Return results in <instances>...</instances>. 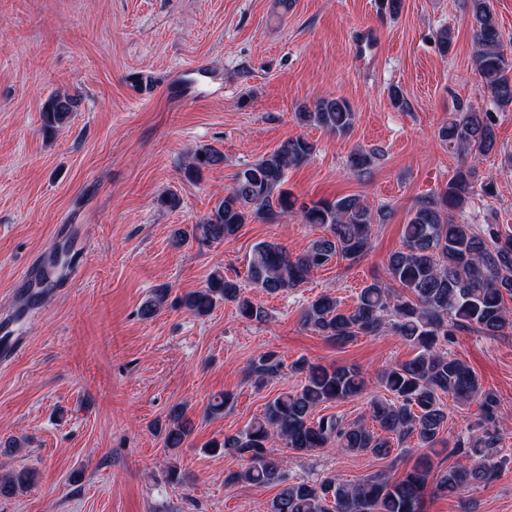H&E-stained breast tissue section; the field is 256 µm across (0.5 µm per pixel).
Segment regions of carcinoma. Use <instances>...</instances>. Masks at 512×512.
Here are the masks:
<instances>
[{
  "label": "carcinoma",
  "instance_id": "obj_1",
  "mask_svg": "<svg viewBox=\"0 0 512 512\" xmlns=\"http://www.w3.org/2000/svg\"><path fill=\"white\" fill-rule=\"evenodd\" d=\"M468 14L481 89L497 108L512 109V57L503 48L490 0H469ZM435 40L441 53L448 54L454 42L452 28H439ZM78 107V99L71 94L47 98L41 109L43 133L51 134L68 124ZM297 118L340 135L353 127L355 111L347 99L329 94L302 106ZM437 134L446 146L475 159L491 153L497 144L492 113L472 108L457 110ZM314 151V143L307 138H288L261 159L242 166L224 197L191 231L173 232L172 245L180 247L193 239L202 244L222 243L253 220L273 222L289 215L325 228L327 234L298 255L275 242L254 245L247 278L252 287L269 295L300 287L313 270L334 258L360 261L372 248L374 225L385 223L390 213L383 207L372 210L356 195L310 202L294 196L286 188L288 172L303 166ZM379 157L374 149L356 150L349 156V168L358 175L367 173ZM223 164V152L202 147L191 155L186 172L199 177L204 170ZM473 193L470 171L457 170L441 192L416 200L403 228L402 244L388 257L385 277L361 288L352 309L342 308L334 296L321 294L301 314L306 327L338 345L360 335L392 332L415 348L413 358L378 375L390 397H374L369 402V416L376 427L347 422L335 414H316L324 404L346 401L366 390L359 369L314 365L300 358L292 364L294 371L305 375L300 389L279 394L243 430L208 444L212 453L245 461L239 469L225 473V486H280L267 512H422L429 492L445 495L497 478L499 464L507 459L498 464L491 461L499 438L488 430L478 440L452 449L450 454L457 460L449 467L437 469L431 459L448 418L444 396L461 402L478 398L480 425L492 422L499 408L497 394L484 388L478 375L445 349L453 329L485 336L512 330V312L505 303V297L512 298V237L500 238L493 231L484 236L470 224L466 208ZM168 298L169 289H156L143 305L142 315L152 317ZM178 302L196 317L209 315L221 303H232L246 320L268 318L265 308L247 297L238 281L222 273L213 274L204 287L178 297ZM282 364L281 355L270 349L254 356L249 376L255 387L275 377ZM234 400L229 392L220 394L209 402L207 411L213 417L222 415ZM192 431L193 423L183 408L173 406L163 432L164 446L182 447ZM412 437L427 452L394 481L375 475L350 483L333 473L314 481H296L288 477L286 458L274 449L280 442L295 453L333 448L386 459L397 452L395 445ZM28 485L27 471L3 475L0 497Z\"/></svg>",
  "mask_w": 512,
  "mask_h": 512
}]
</instances>
